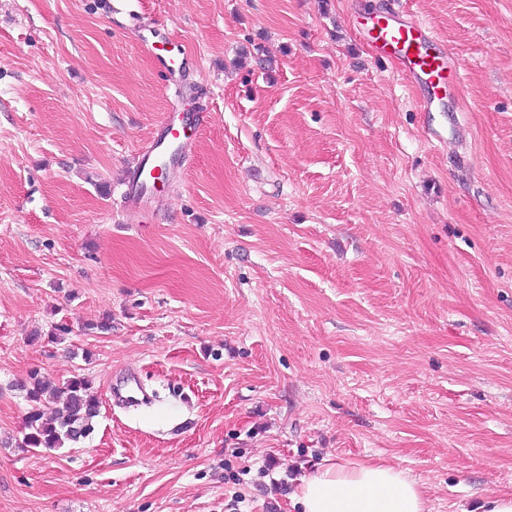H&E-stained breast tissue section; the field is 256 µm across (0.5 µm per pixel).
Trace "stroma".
Masks as SVG:
<instances>
[{
    "mask_svg": "<svg viewBox=\"0 0 512 512\" xmlns=\"http://www.w3.org/2000/svg\"><path fill=\"white\" fill-rule=\"evenodd\" d=\"M389 7L453 54L434 111L357 24ZM127 369L156 402L113 406ZM36 370L89 381V437L21 447ZM364 459L425 512L512 493V0H0V512H295ZM190 118L167 112L159 125L157 135L141 153V159L134 176L128 181L122 198L125 207L143 208L152 198L160 194L155 186L154 172L164 161L169 168L182 166L199 129L204 126L205 117L195 123Z\"/></svg>",
    "mask_w": 512,
    "mask_h": 512,
    "instance_id": "stroma-1",
    "label": "stroma"
}]
</instances>
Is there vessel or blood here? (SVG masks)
Instances as JSON below:
<instances>
[{
  "instance_id": "1",
  "label": "vessel or blood",
  "mask_w": 512,
  "mask_h": 512,
  "mask_svg": "<svg viewBox=\"0 0 512 512\" xmlns=\"http://www.w3.org/2000/svg\"><path fill=\"white\" fill-rule=\"evenodd\" d=\"M371 29L380 52L396 59L403 76L420 89L421 110L430 111L435 98L447 89L456 74L446 45L438 40L429 25L415 18L385 22L376 19ZM199 129V123L188 122L183 116L171 112L165 115L122 194L126 207H145L157 196L156 169L164 162L172 168L183 165ZM146 395L133 375L112 390L114 400L132 406L139 404Z\"/></svg>"
}]
</instances>
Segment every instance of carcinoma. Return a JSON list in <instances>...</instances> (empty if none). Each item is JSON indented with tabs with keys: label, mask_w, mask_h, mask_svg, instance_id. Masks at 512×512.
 <instances>
[{
	"label": "carcinoma",
	"mask_w": 512,
	"mask_h": 512,
	"mask_svg": "<svg viewBox=\"0 0 512 512\" xmlns=\"http://www.w3.org/2000/svg\"><path fill=\"white\" fill-rule=\"evenodd\" d=\"M29 402L23 422L21 447L41 450L60 448L65 442L86 437L97 415L99 400L89 392L88 380L74 376L61 385L35 370L22 385ZM62 400V408L45 416L47 403Z\"/></svg>",
	"instance_id": "obj_1"
}]
</instances>
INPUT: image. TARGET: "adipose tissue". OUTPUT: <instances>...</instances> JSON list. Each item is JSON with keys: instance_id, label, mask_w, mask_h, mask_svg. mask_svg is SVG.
I'll use <instances>...</instances> for the list:
<instances>
[{"instance_id": "ef3b65f1", "label": "adipose tissue", "mask_w": 512, "mask_h": 512, "mask_svg": "<svg viewBox=\"0 0 512 512\" xmlns=\"http://www.w3.org/2000/svg\"><path fill=\"white\" fill-rule=\"evenodd\" d=\"M300 512H424L420 485L384 463L348 461L320 466L294 494Z\"/></svg>"}]
</instances>
